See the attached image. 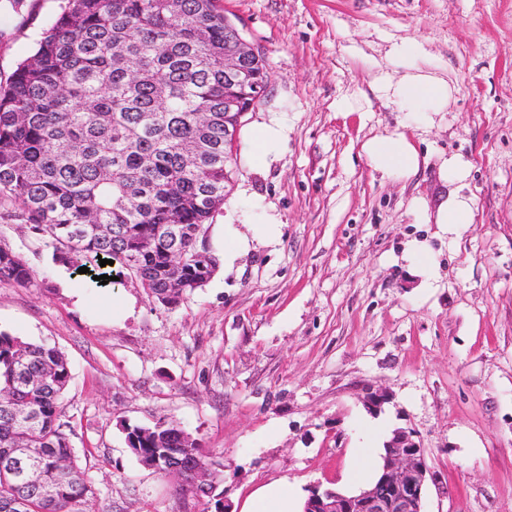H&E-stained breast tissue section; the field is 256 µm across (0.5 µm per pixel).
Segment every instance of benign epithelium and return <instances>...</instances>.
<instances>
[{
	"instance_id": "obj_1",
	"label": "benign epithelium",
	"mask_w": 512,
	"mask_h": 512,
	"mask_svg": "<svg viewBox=\"0 0 512 512\" xmlns=\"http://www.w3.org/2000/svg\"><path fill=\"white\" fill-rule=\"evenodd\" d=\"M259 56L258 50L243 36L236 47L224 54V74L232 83L246 88L252 84L251 75L243 70V62ZM261 95L248 100L235 95L227 101V111L248 112ZM385 390L369 385L363 389L364 406L376 412L390 402ZM435 481L420 436L412 427L393 431L382 455V467L377 480L353 494L331 488H311L303 512H425V493L428 482Z\"/></svg>"
}]
</instances>
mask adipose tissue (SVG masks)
Here are the masks:
<instances>
[{
	"label": "adipose tissue",
	"mask_w": 512,
	"mask_h": 512,
	"mask_svg": "<svg viewBox=\"0 0 512 512\" xmlns=\"http://www.w3.org/2000/svg\"><path fill=\"white\" fill-rule=\"evenodd\" d=\"M390 101L411 112H440L447 106L451 88L447 81L428 73L405 75L398 82L382 81ZM375 169L388 174L409 175L418 167L417 154L404 135L396 134L366 143ZM304 491L283 481H273L251 492L240 512H302Z\"/></svg>",
	"instance_id": "1"
}]
</instances>
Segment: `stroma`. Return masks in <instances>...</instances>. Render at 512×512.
<instances>
[{"instance_id": "35a3bbf8", "label": "stroma", "mask_w": 512, "mask_h": 512, "mask_svg": "<svg viewBox=\"0 0 512 512\" xmlns=\"http://www.w3.org/2000/svg\"><path fill=\"white\" fill-rule=\"evenodd\" d=\"M263 55L268 87L240 129L213 221L275 222L178 305L137 279L99 287L46 236L0 222V246L36 284L0 283V331L61 350L64 414L96 495L90 512H202L174 477L144 468L121 422H178L239 512L259 486L347 487L368 445L415 427L441 487L427 512H512V0H221ZM58 0H0V80ZM414 65L448 80L443 111L390 103L379 80ZM280 133L257 162L250 135ZM404 134L411 176L372 167L367 142ZM471 164L467 188L450 155ZM474 221L442 224L458 191ZM132 306L113 318L108 296ZM392 395L380 413L364 386Z\"/></svg>"}]
</instances>
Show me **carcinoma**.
<instances>
[{
  "label": "carcinoma",
  "mask_w": 512,
  "mask_h": 512,
  "mask_svg": "<svg viewBox=\"0 0 512 512\" xmlns=\"http://www.w3.org/2000/svg\"><path fill=\"white\" fill-rule=\"evenodd\" d=\"M217 2L60 0L0 85V220L47 236L60 259L89 268L86 279L131 276L164 305L218 267L205 225L232 178L224 48L236 29ZM4 281L33 284L0 246ZM70 378L60 350L0 331V512H87L92 484L61 407ZM121 427L154 472L181 465L211 489L221 482L179 424ZM21 445L37 455L28 485L11 460Z\"/></svg>",
  "instance_id": "carcinoma-1"
}]
</instances>
